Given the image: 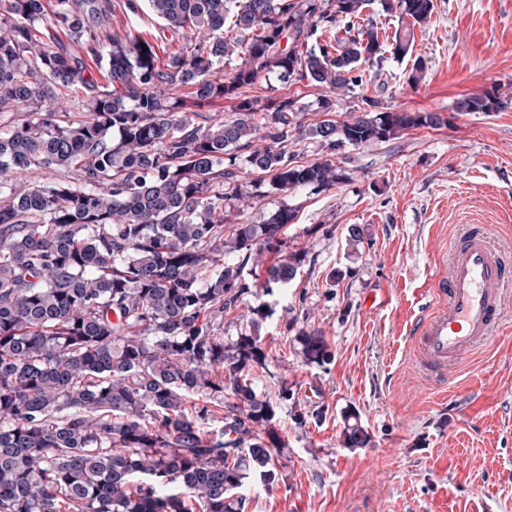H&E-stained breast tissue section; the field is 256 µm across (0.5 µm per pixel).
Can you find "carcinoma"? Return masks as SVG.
<instances>
[{
  "label": "carcinoma",
  "instance_id": "obj_1",
  "mask_svg": "<svg viewBox=\"0 0 512 512\" xmlns=\"http://www.w3.org/2000/svg\"><path fill=\"white\" fill-rule=\"evenodd\" d=\"M144 4L184 39L163 63L150 42L105 31L112 0H0V112L33 114L0 129V512H247L249 487L276 484L284 442L275 407L249 379L265 361L257 331L268 313L246 297L288 286L301 256L266 264L294 209L283 204L250 224L238 203L329 190L348 179L336 161L342 149L442 124L435 112L380 111L367 98L372 112L310 126L293 97L242 98L276 73L322 86L320 109L332 111L386 53L412 52L434 0L123 8L137 14ZM374 4L398 18L390 40L356 23ZM333 28L343 37L309 46ZM221 62L222 80L213 77ZM177 87L200 108L237 99L236 112H184L169 96ZM63 89L82 92L84 119H64ZM507 106L484 93L456 111ZM309 137L322 157L294 163L288 142ZM240 151L256 175L249 191L239 183ZM51 168L75 172L80 185L25 177ZM240 305L250 332L226 343L224 311ZM296 341L306 363L331 361L319 333ZM345 420L344 445L365 447L358 413Z\"/></svg>",
  "mask_w": 512,
  "mask_h": 512
}]
</instances>
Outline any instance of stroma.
Masks as SVG:
<instances>
[{
    "instance_id": "1",
    "label": "stroma",
    "mask_w": 512,
    "mask_h": 512,
    "mask_svg": "<svg viewBox=\"0 0 512 512\" xmlns=\"http://www.w3.org/2000/svg\"><path fill=\"white\" fill-rule=\"evenodd\" d=\"M435 5L414 30L411 56L374 68L367 94L396 111L439 113L444 125L350 151L347 181L273 194L244 213L257 224L281 204L294 208L286 243L269 258L302 256L295 279L263 298L266 359L251 380L276 401L285 447L276 486H251L248 512H512V308L491 342L439 384L425 380L408 334L454 236L484 224L512 250V108L455 110L473 94L512 95V0ZM112 29L152 42L163 61L183 43L147 9L116 8ZM417 59L425 68L411 85ZM274 92L296 98L309 125L345 120L359 106L341 97L321 112L323 88L274 76L246 95ZM303 330L325 337L329 364L303 362ZM284 384L287 401L278 398ZM350 408L371 436L367 447L344 445Z\"/></svg>"
}]
</instances>
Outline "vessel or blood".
<instances>
[{"instance_id":"obj_1","label":"vessel or blood","mask_w":512,"mask_h":512,"mask_svg":"<svg viewBox=\"0 0 512 512\" xmlns=\"http://www.w3.org/2000/svg\"><path fill=\"white\" fill-rule=\"evenodd\" d=\"M433 303L409 330L430 379L473 353L502 322L512 300V260L476 229L450 243L434 276Z\"/></svg>"}]
</instances>
